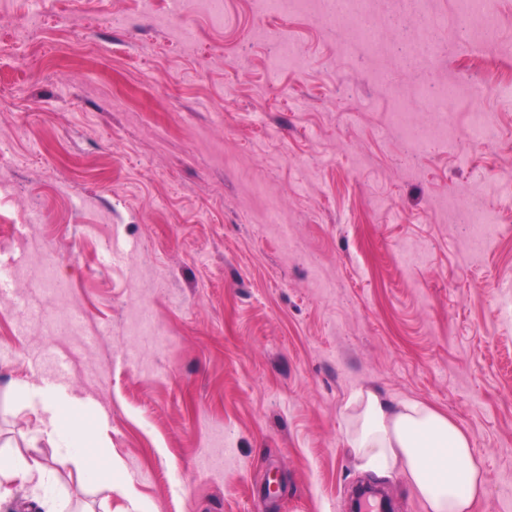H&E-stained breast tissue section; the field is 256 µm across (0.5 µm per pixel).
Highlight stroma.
Segmentation results:
<instances>
[{"instance_id": "35a3bbf8", "label": "stroma", "mask_w": 512, "mask_h": 512, "mask_svg": "<svg viewBox=\"0 0 512 512\" xmlns=\"http://www.w3.org/2000/svg\"><path fill=\"white\" fill-rule=\"evenodd\" d=\"M371 2L376 45L349 56L316 14L251 0L220 25L195 0H0V444L42 469L0 512H348L371 477L346 437L366 390L467 430L473 512H512V0L479 43L458 0ZM451 80L479 92L408 160L395 105L423 120ZM476 110L493 144H469ZM465 205L497 207L488 251ZM25 383L78 399L84 462L43 439L39 400L13 401ZM109 459L111 484L86 480Z\"/></svg>"}]
</instances>
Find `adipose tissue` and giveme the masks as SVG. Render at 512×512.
Returning a JSON list of instances; mask_svg holds the SVG:
<instances>
[{
	"label": "adipose tissue",
	"instance_id": "1",
	"mask_svg": "<svg viewBox=\"0 0 512 512\" xmlns=\"http://www.w3.org/2000/svg\"><path fill=\"white\" fill-rule=\"evenodd\" d=\"M40 397L42 434L55 448L79 457L91 437L82 421L60 411L65 398L32 384L16 388L18 403ZM361 412L348 433L356 457L380 475L399 471L428 512H473L486 495L481 460L470 435L447 415L416 401H388L373 391L354 397Z\"/></svg>",
	"mask_w": 512,
	"mask_h": 512
}]
</instances>
